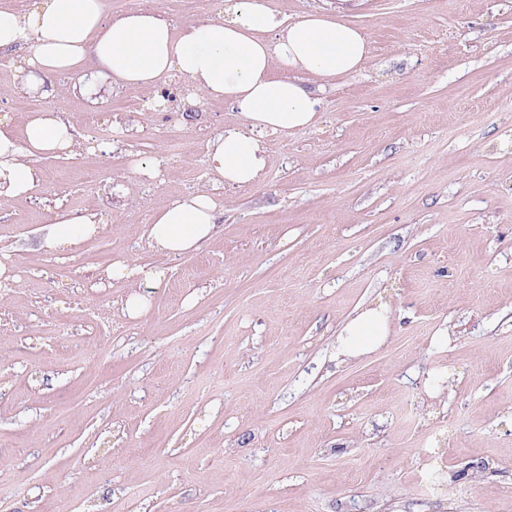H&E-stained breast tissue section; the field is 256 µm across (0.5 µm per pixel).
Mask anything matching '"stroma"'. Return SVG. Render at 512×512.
I'll return each mask as SVG.
<instances>
[{"mask_svg":"<svg viewBox=\"0 0 512 512\" xmlns=\"http://www.w3.org/2000/svg\"><path fill=\"white\" fill-rule=\"evenodd\" d=\"M345 18L369 40L362 71L325 83L313 127L265 137L261 178L221 187L214 237L181 256L150 247L145 218L213 177L202 153L166 164L160 88L130 115L96 65L51 78L71 125L96 107L132 136L123 160L79 141L31 158L35 189L0 197L17 276L0 296V512H512V0H362ZM22 57L0 52L18 133ZM198 107L191 140L235 118ZM158 158L141 181L135 163ZM89 213L96 234L44 245L57 215ZM104 251L162 282L108 279ZM136 292L149 310L130 317ZM105 301L122 332L87 322ZM379 302L385 343L337 362L344 324ZM434 447L442 496L424 488Z\"/></svg>","mask_w":512,"mask_h":512,"instance_id":"35a3bbf8","label":"stroma"}]
</instances>
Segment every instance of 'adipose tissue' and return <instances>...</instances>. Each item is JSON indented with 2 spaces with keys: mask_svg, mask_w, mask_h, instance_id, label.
<instances>
[{
  "mask_svg": "<svg viewBox=\"0 0 512 512\" xmlns=\"http://www.w3.org/2000/svg\"><path fill=\"white\" fill-rule=\"evenodd\" d=\"M23 46L28 66L54 76L82 70L91 58L118 88L184 78L231 104L235 120L207 153L217 187L258 181L263 134L314 124L319 100L309 81L356 73L369 56L365 35L342 16L309 12L289 22L265 0H223L218 15L180 28L153 9L112 18L102 0H36L23 13L0 11V51ZM72 140L69 123L51 110L34 115L20 137L0 124V196L28 195L39 174L25 156L68 149ZM218 214L211 192L188 191L153 215L148 238L165 254H185L212 237ZM97 230L94 216L66 217L46 226L44 244L66 249ZM389 331L385 309H363L339 334L337 361L376 351Z\"/></svg>",
  "mask_w": 512,
  "mask_h": 512,
  "instance_id": "ef3b65f1",
  "label": "adipose tissue"
}]
</instances>
